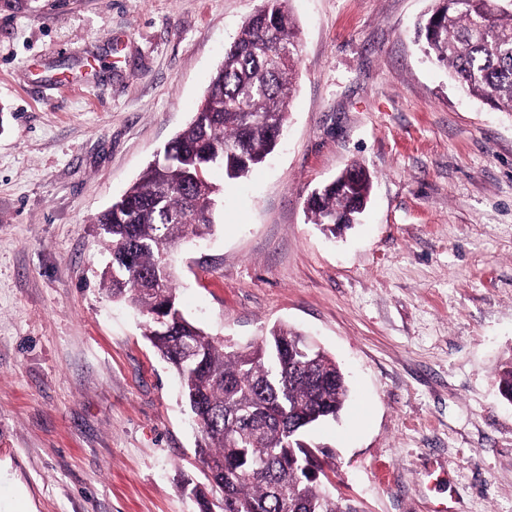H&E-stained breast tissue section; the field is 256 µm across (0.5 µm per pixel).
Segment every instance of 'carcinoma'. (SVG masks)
<instances>
[{
    "label": "carcinoma",
    "mask_w": 512,
    "mask_h": 512,
    "mask_svg": "<svg viewBox=\"0 0 512 512\" xmlns=\"http://www.w3.org/2000/svg\"><path fill=\"white\" fill-rule=\"evenodd\" d=\"M434 2L416 28L424 54L464 93L512 114V12L498 0ZM298 59L284 0H264L225 49L191 122L168 142V161L147 166L95 220L112 262L106 288L146 316L144 336L178 375L198 426L199 460L221 492L210 500L195 490L202 512H357L333 497L308 442L345 406L340 367L323 351L302 358L300 333L282 326L247 351L227 349L180 314L169 258L175 244L212 232L221 188L210 170L239 179L277 146L271 125L287 122ZM339 178L341 189L326 184L307 201L312 223L333 236L336 224L355 223L371 188L356 165ZM164 306L178 313L170 332L154 322ZM498 388L512 404V362Z\"/></svg>",
    "instance_id": "carcinoma-1"
}]
</instances>
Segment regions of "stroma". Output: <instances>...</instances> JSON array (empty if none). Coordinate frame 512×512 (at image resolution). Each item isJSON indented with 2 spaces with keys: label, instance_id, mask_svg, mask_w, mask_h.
Listing matches in <instances>:
<instances>
[{
  "label": "stroma",
  "instance_id": "35a3bbf8",
  "mask_svg": "<svg viewBox=\"0 0 512 512\" xmlns=\"http://www.w3.org/2000/svg\"><path fill=\"white\" fill-rule=\"evenodd\" d=\"M263 0H0V512H201L179 380L109 297L96 217L192 119ZM288 127L212 172L207 239L174 249L182 312L237 348L285 325L347 373L311 432L358 512H512V115L414 38L434 0H286ZM358 164V224L311 192ZM344 180L342 188L339 184L329 183L315 190L307 201V210L311 214L312 224H317L324 232L328 231L336 237V222L354 224L366 207L371 180L369 174L359 166H351L339 176Z\"/></svg>",
  "mask_w": 512,
  "mask_h": 512
}]
</instances>
